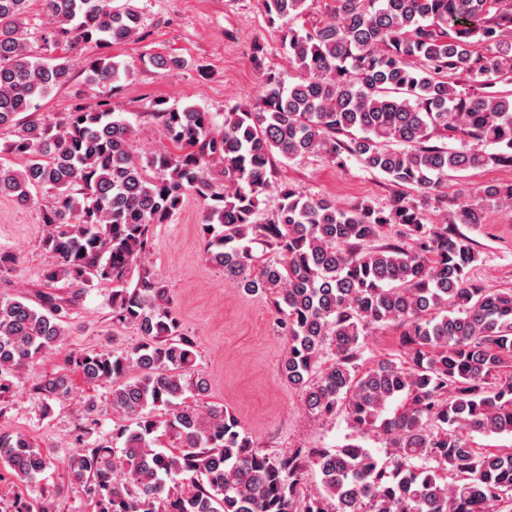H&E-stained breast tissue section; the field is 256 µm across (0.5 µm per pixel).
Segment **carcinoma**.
I'll return each instance as SVG.
<instances>
[{
  "instance_id": "carcinoma-1",
  "label": "carcinoma",
  "mask_w": 512,
  "mask_h": 512,
  "mask_svg": "<svg viewBox=\"0 0 512 512\" xmlns=\"http://www.w3.org/2000/svg\"><path fill=\"white\" fill-rule=\"evenodd\" d=\"M31 2L0 0V128L14 135L3 151L25 159L21 170L0 163V194L40 207L44 284L111 287L112 322L140 336L124 357L75 358L128 424L121 447L64 461L71 490L94 512H512V448L471 440L512 434V289L474 284L475 250L448 227L483 223L487 202L512 210V185L451 203L441 224L424 213L431 199L448 202L450 173L512 165V91L496 89L512 81V0H335L299 30L308 0H262L268 24L285 25L296 81L261 67L255 103L220 124L157 100L153 116L175 148L156 160L158 177L131 151L133 125L97 95L133 76L109 50L139 39L141 11L133 0H39L43 50L87 53L79 103L47 122L25 113L70 83L72 64L29 53ZM309 154L354 158L404 193L341 209L273 180L280 160ZM271 194L277 206L262 220ZM191 195L207 202L203 259L281 316V375L307 411L345 410L358 436L385 437V457L356 440L266 453L233 412L205 401L196 344L148 264L155 226ZM396 225L410 243L385 239ZM68 316L50 291L36 307L0 297V397L9 376L63 341ZM385 325L401 329L405 352L365 368V338ZM34 391L48 414L71 387L46 375ZM168 435L178 447L163 450ZM423 458L442 468L412 463ZM0 465L32 483L52 458L1 430ZM309 468L322 484L313 499L303 494Z\"/></svg>"
}]
</instances>
